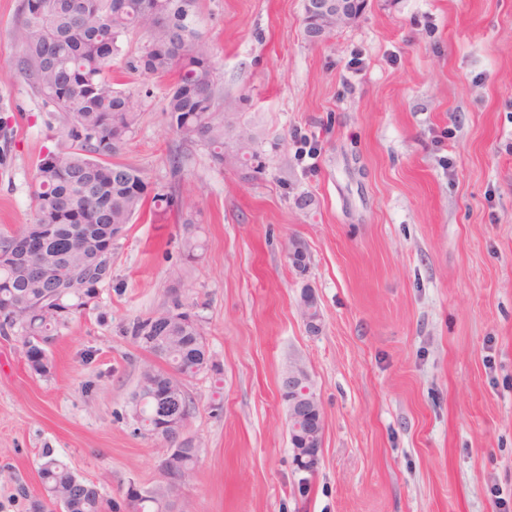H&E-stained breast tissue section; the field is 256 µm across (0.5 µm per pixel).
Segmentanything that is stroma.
Here are the masks:
<instances>
[{"label":"stroma","mask_w":512,"mask_h":512,"mask_svg":"<svg viewBox=\"0 0 512 512\" xmlns=\"http://www.w3.org/2000/svg\"><path fill=\"white\" fill-rule=\"evenodd\" d=\"M197 11L220 107L253 126L263 168L220 167L182 143L170 79L126 70L139 38H124L112 82L140 115L113 160L172 203H146L114 243L112 279L59 329L49 375L0 336V512L42 497L46 448L104 497L133 486L169 512H512V0H364L318 44L304 0ZM3 116L9 235L34 219L39 160L67 140L22 77L0 79ZM190 235L204 243L192 262ZM176 296L200 315L217 369L185 382L201 454L172 488L162 443L129 411L154 358L124 329ZM292 364L324 418L303 491L280 396Z\"/></svg>","instance_id":"35a3bbf8"}]
</instances>
